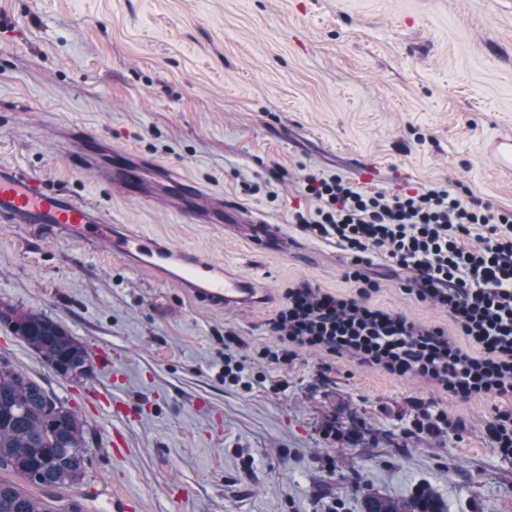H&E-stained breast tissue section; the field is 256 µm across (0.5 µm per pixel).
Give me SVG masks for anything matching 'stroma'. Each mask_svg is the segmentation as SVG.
Listing matches in <instances>:
<instances>
[{
    "mask_svg": "<svg viewBox=\"0 0 512 512\" xmlns=\"http://www.w3.org/2000/svg\"><path fill=\"white\" fill-rule=\"evenodd\" d=\"M59 125L84 130L103 161L128 149L167 164L287 246L190 221L170 208V186L150 202L125 196L58 151ZM503 135L512 0H0V162L221 261L266 295L252 310L211 309L106 243L0 223V305L57 321L94 375H59L3 322L0 357L87 421L90 477L118 484L138 512H361L365 488H428L448 512H512V459L486 433L512 399L460 401L345 356H259L279 347L267 322L289 284L357 290L347 253L293 222L317 206L306 175L387 193L442 186L512 211V177L485 151ZM366 273L375 304L454 333L447 312L405 293L408 271L384 254ZM228 353L263 383L225 381ZM112 398L139 421L114 418ZM420 402L456 430L428 431ZM118 427L120 459L109 448Z\"/></svg>",
    "mask_w": 512,
    "mask_h": 512,
    "instance_id": "35a3bbf8",
    "label": "stroma"
}]
</instances>
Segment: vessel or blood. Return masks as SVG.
<instances>
[{"label":"vessel or blood","mask_w":512,"mask_h":512,"mask_svg":"<svg viewBox=\"0 0 512 512\" xmlns=\"http://www.w3.org/2000/svg\"><path fill=\"white\" fill-rule=\"evenodd\" d=\"M113 159L111 183L126 196L150 200L142 164L127 151L114 153ZM167 180L181 189V211L197 214L211 224L241 222L239 211L210 207L203 191L182 176L171 173ZM0 223L48 228L80 243L106 241L113 256L141 271L166 275L209 306L252 309L264 301L253 279L223 271L220 262L172 248L134 225L117 223L94 202L56 190L39 175L5 163H0Z\"/></svg>","instance_id":"obj_1"}]
</instances>
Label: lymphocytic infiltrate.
I'll list each match as a JSON object with an SVG mask.
<instances>
[{
    "label": "lymphocytic infiltrate",
    "instance_id": "lymphocytic-infiltrate-1",
    "mask_svg": "<svg viewBox=\"0 0 512 512\" xmlns=\"http://www.w3.org/2000/svg\"><path fill=\"white\" fill-rule=\"evenodd\" d=\"M304 183L318 205L296 215L299 228L351 253L348 276L359 290L339 297L305 281L289 285L269 321L280 348L263 350L262 358L287 361L311 348L425 378L462 401L511 398L512 211L464 201L444 187L387 194L316 174ZM477 226L483 229L478 236L472 233ZM373 251L411 271L407 293L448 312L456 336L373 303L378 284L360 270ZM460 335L468 347L457 344Z\"/></svg>",
    "mask_w": 512,
    "mask_h": 512
}]
</instances>
